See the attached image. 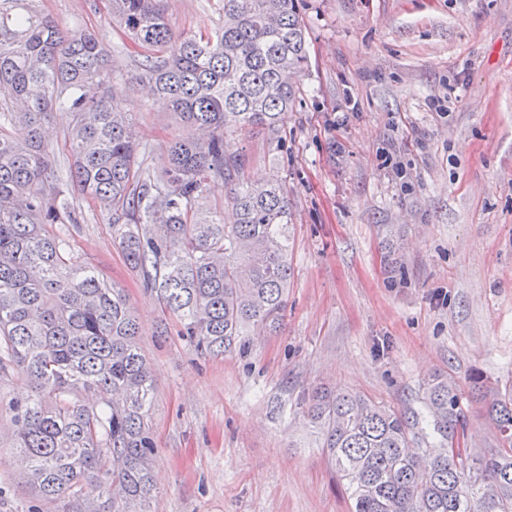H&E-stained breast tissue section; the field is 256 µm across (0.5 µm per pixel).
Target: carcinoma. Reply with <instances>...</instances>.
<instances>
[{
	"label": "carcinoma",
	"mask_w": 512,
	"mask_h": 512,
	"mask_svg": "<svg viewBox=\"0 0 512 512\" xmlns=\"http://www.w3.org/2000/svg\"><path fill=\"white\" fill-rule=\"evenodd\" d=\"M222 2L220 25L198 37L174 34L162 0H107L109 22L145 51L139 81L187 127L156 175L131 113L106 93L99 39H70L36 0H0V383L19 375L32 389L0 407L21 478L55 512H150L156 448L153 378L124 290L49 230L69 208L50 159L54 110L73 116L70 181L112 213V238L196 352L277 332L288 305L287 187L277 175L249 180L224 135L262 128L282 146L281 115L308 66L304 0ZM212 178L232 185L230 225L201 204ZM470 385L496 442L457 462L448 442L469 419L450 377L423 384L419 411L312 393L352 512H512V383L474 373Z\"/></svg>",
	"instance_id": "1"
}]
</instances>
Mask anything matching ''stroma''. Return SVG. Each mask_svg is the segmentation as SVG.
<instances>
[{
    "instance_id": "1",
    "label": "stroma",
    "mask_w": 512,
    "mask_h": 512,
    "mask_svg": "<svg viewBox=\"0 0 512 512\" xmlns=\"http://www.w3.org/2000/svg\"><path fill=\"white\" fill-rule=\"evenodd\" d=\"M69 37L123 44L105 0H43ZM175 31L207 34L221 0H165ZM310 65L280 124L231 133L247 173L288 188L293 269L281 330L201 356L128 265L112 216L70 194L78 263L123 288L155 380L151 512H350L307 416L317 387L417 406L451 376L482 454L492 426L469 376L512 378V0H308ZM140 51L111 57L145 164L185 135L138 80ZM0 413V512L33 497Z\"/></svg>"
}]
</instances>
